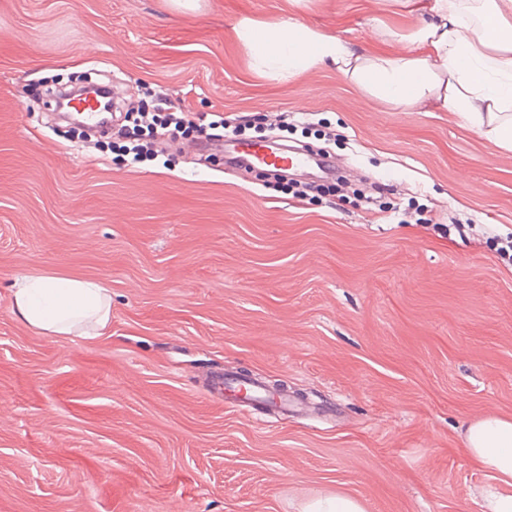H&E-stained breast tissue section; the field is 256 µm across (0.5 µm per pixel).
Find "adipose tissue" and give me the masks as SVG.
I'll use <instances>...</instances> for the list:
<instances>
[{"label":"adipose tissue","mask_w":512,"mask_h":512,"mask_svg":"<svg viewBox=\"0 0 512 512\" xmlns=\"http://www.w3.org/2000/svg\"><path fill=\"white\" fill-rule=\"evenodd\" d=\"M240 36L257 70L283 78L315 68H334L390 105L438 102L461 113L485 139L512 151V0H433L411 41L427 44L428 56L371 60L335 36L283 20L244 21ZM11 312L23 325L49 336L96 337L112 325V293L97 279L58 272L15 276ZM469 459L494 477L481 512H512V418L488 414L464 430Z\"/></svg>","instance_id":"ef3b65f1"}]
</instances>
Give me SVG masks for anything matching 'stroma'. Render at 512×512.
<instances>
[{
	"label": "stroma",
	"instance_id": "stroma-1",
	"mask_svg": "<svg viewBox=\"0 0 512 512\" xmlns=\"http://www.w3.org/2000/svg\"><path fill=\"white\" fill-rule=\"evenodd\" d=\"M425 0H0V512H480L460 431L512 416V152L340 71L258 72L243 20H295L369 58L420 54ZM98 70L119 106L164 93L196 125L133 166L60 132L42 94ZM287 123L347 188L299 194L207 149L214 114ZM313 125H305V115ZM32 271L104 281L110 335L11 313ZM242 371L289 410L224 400ZM301 512H364L361 504L338 494H317L309 498Z\"/></svg>",
	"mask_w": 512,
	"mask_h": 512
}]
</instances>
